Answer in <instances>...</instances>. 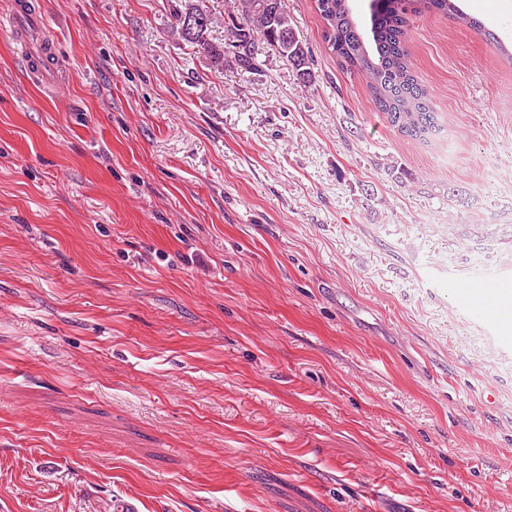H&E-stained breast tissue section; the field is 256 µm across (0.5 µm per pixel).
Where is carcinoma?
<instances>
[{
  "instance_id": "cac0c4a2",
  "label": "carcinoma",
  "mask_w": 512,
  "mask_h": 512,
  "mask_svg": "<svg viewBox=\"0 0 512 512\" xmlns=\"http://www.w3.org/2000/svg\"><path fill=\"white\" fill-rule=\"evenodd\" d=\"M314 2L328 50L349 72L366 80L375 107L387 123L408 137H425L437 131V116L428 93L418 83L404 49L408 16L423 12L451 15L474 29L481 27L480 22L465 15L456 0H373L364 31L350 17L348 0ZM174 18L189 43L215 57L224 56V49L207 41L214 18L199 0H186L174 9ZM232 27L233 54L245 70L261 68L255 52V43L260 41L275 46L283 59L299 69L310 63L282 0H239Z\"/></svg>"
}]
</instances>
